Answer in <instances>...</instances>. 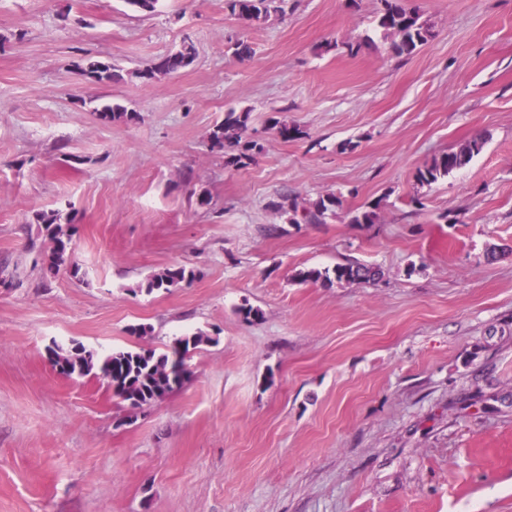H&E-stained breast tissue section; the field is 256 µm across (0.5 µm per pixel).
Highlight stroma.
I'll use <instances>...</instances> for the list:
<instances>
[{
    "label": "stroma",
    "instance_id": "stroma-1",
    "mask_svg": "<svg viewBox=\"0 0 512 512\" xmlns=\"http://www.w3.org/2000/svg\"><path fill=\"white\" fill-rule=\"evenodd\" d=\"M407 3L433 36L397 57L377 0L251 25L224 0H0V512H512V0ZM186 40L190 66L142 79ZM112 103L135 120L100 121ZM231 109L260 145L241 169L208 140ZM329 192L321 224L275 209ZM43 209L70 214L80 277L43 269ZM349 260L381 279L297 278ZM180 266L191 283L145 291ZM196 333L186 382L140 409L47 353ZM82 70L94 81L104 85L119 79V75L114 72L110 64L95 58H88ZM485 143L486 137L477 133L457 150L434 157L430 163L417 171L418 182L421 185H431L454 170L464 167L474 156L482 152Z\"/></svg>",
    "mask_w": 512,
    "mask_h": 512
}]
</instances>
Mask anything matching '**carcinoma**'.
<instances>
[{"label": "carcinoma", "mask_w": 512, "mask_h": 512, "mask_svg": "<svg viewBox=\"0 0 512 512\" xmlns=\"http://www.w3.org/2000/svg\"><path fill=\"white\" fill-rule=\"evenodd\" d=\"M275 0H224V9L232 16L248 24L260 23L266 20ZM376 25L381 30L384 39L389 41L390 51L397 57L409 56L424 45L433 36L431 25L421 19L420 14L404 5L403 0H377ZM195 50L188 43L181 49L162 57L148 71L140 74L144 79H151L160 72H175L194 59ZM83 72L94 81L108 85L120 75L114 72L112 66L102 60L89 58L85 61ZM97 117L105 122L132 121L136 114L127 111L120 104H107L96 110ZM280 136L286 140L301 139L304 132L287 121H274ZM249 112H238L230 109L224 114V120L215 124L209 132L211 148L224 153V163L236 169L249 165L254 159L257 142L248 137ZM486 143V137L475 134L457 150L443 153L431 160L430 163L417 171L416 178L422 185H431L440 178L467 165L471 159L479 155ZM298 197H288V209L300 212L295 223L321 224L326 215L336 213L342 205L341 198L334 193L319 196L313 202L297 205ZM379 203H372L357 211L352 217L354 224H373L378 218ZM36 222L46 231L50 246L43 254L42 264L46 272L56 273L60 268L67 267L74 276L80 272L79 265L73 260L70 250L72 234L71 220H63L60 210L53 209L35 214ZM297 276L303 281L316 282H345L369 283L381 277L380 268L359 262L338 263L331 269L310 268L301 270ZM195 278L192 269L184 267L165 268L152 274L146 281V290L168 291ZM209 341V337L200 333L192 336H175L163 353L154 349L113 350L101 354L93 349L82 348L79 353H72L71 346L55 345L53 363H68L81 375L93 376L106 382L115 394L130 399L136 395L145 405L163 398L165 395L181 386L183 379L172 378L169 369L178 367L187 372L185 358L188 352Z\"/></svg>", "instance_id": "cac0c4a2"}]
</instances>
